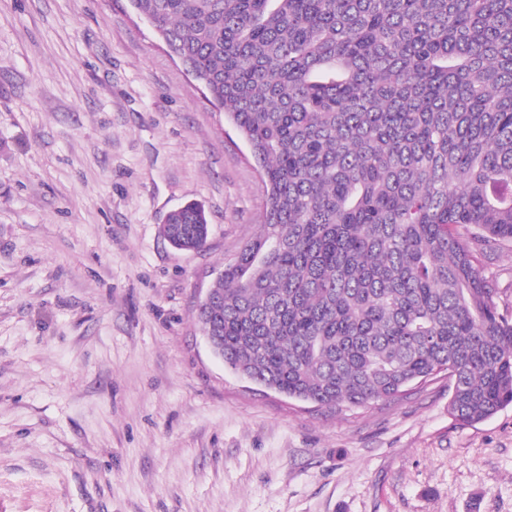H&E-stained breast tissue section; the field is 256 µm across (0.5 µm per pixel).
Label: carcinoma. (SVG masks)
<instances>
[{
	"mask_svg": "<svg viewBox=\"0 0 512 512\" xmlns=\"http://www.w3.org/2000/svg\"><path fill=\"white\" fill-rule=\"evenodd\" d=\"M248 144L266 192L196 309L224 365L341 409L445 373L461 425L512 404V0H130ZM178 250L202 206L169 214ZM489 271L497 278L499 288L504 292L500 308L512 304V258L506 254L498 253L491 256L488 262Z\"/></svg>",
	"mask_w": 512,
	"mask_h": 512,
	"instance_id": "carcinoma-1",
	"label": "carcinoma"
}]
</instances>
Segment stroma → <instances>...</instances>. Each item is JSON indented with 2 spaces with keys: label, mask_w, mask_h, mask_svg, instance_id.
Listing matches in <instances>:
<instances>
[{
  "label": "stroma",
  "mask_w": 512,
  "mask_h": 512,
  "mask_svg": "<svg viewBox=\"0 0 512 512\" xmlns=\"http://www.w3.org/2000/svg\"><path fill=\"white\" fill-rule=\"evenodd\" d=\"M264 214L129 0H0V512H512L511 405L458 424L442 373L331 410L211 353L194 310ZM163 235L178 250L193 251L204 247L209 235V222L202 206L186 204L169 214L162 226Z\"/></svg>",
  "instance_id": "obj_1"
}]
</instances>
